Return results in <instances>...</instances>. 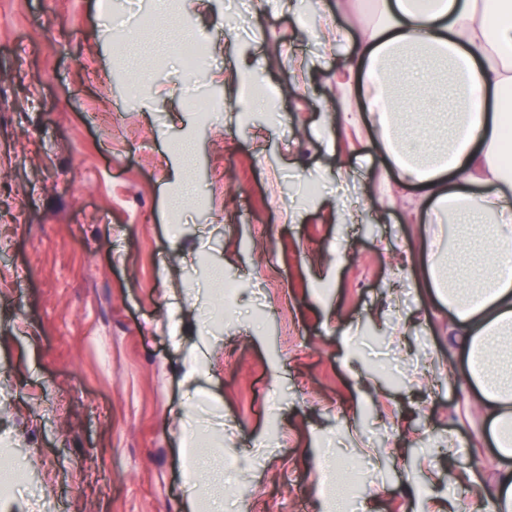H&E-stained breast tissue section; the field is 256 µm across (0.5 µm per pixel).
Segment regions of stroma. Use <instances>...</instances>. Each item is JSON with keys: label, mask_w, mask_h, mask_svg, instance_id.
I'll use <instances>...</instances> for the list:
<instances>
[{"label": "stroma", "mask_w": 512, "mask_h": 512, "mask_svg": "<svg viewBox=\"0 0 512 512\" xmlns=\"http://www.w3.org/2000/svg\"><path fill=\"white\" fill-rule=\"evenodd\" d=\"M293 2L0 0V512H334V462L356 512H474L512 469L423 284L437 224L328 121L353 43L319 32L372 9Z\"/></svg>", "instance_id": "35a3bbf8"}]
</instances>
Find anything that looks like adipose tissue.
<instances>
[{"mask_svg":"<svg viewBox=\"0 0 512 512\" xmlns=\"http://www.w3.org/2000/svg\"><path fill=\"white\" fill-rule=\"evenodd\" d=\"M380 20L354 16L333 40L360 30L337 120L365 119L400 181L443 223L462 225L457 244L426 249L429 281L461 337L465 374L479 389L501 454L512 455V166L503 161L512 89V0H377Z\"/></svg>","mask_w":512,"mask_h":512,"instance_id":"1","label":"adipose tissue"}]
</instances>
